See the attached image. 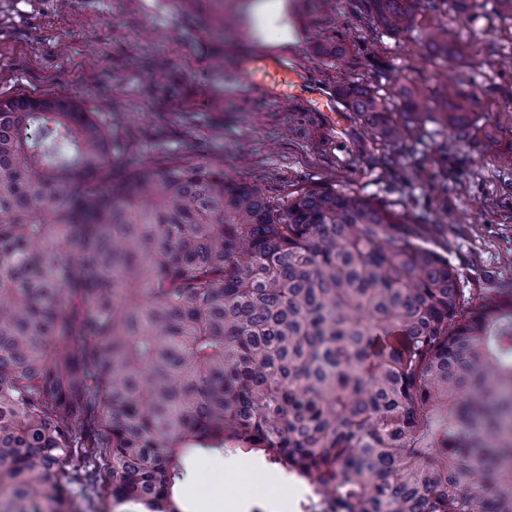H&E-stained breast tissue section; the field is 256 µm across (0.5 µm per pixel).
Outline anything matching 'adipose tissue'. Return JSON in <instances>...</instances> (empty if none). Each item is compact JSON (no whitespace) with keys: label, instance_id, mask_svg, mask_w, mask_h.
I'll return each mask as SVG.
<instances>
[{"label":"adipose tissue","instance_id":"obj_1","mask_svg":"<svg viewBox=\"0 0 512 512\" xmlns=\"http://www.w3.org/2000/svg\"><path fill=\"white\" fill-rule=\"evenodd\" d=\"M242 21L259 45L285 48L297 41L289 20L288 0H250Z\"/></svg>","mask_w":512,"mask_h":512}]
</instances>
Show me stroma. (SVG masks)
Instances as JSON below:
<instances>
[{"instance_id":"obj_1","label":"stroma","mask_w":512,"mask_h":512,"mask_svg":"<svg viewBox=\"0 0 512 512\" xmlns=\"http://www.w3.org/2000/svg\"><path fill=\"white\" fill-rule=\"evenodd\" d=\"M243 0H0V97H68L96 113L119 144L113 173L170 161L210 164L278 199L302 185L353 191L425 225L430 248L454 266L475 297L512 288V20L494 0L455 13L448 0H417L413 31L384 30L366 0H290L296 44L273 50L301 70L341 121L298 94L251 87L237 68L256 52L240 24ZM445 25L462 47L435 59L420 33ZM344 40L338 59L319 44ZM370 89L401 110L403 89L426 100L475 93L477 136L444 148L435 124L385 139L345 110L342 82ZM271 463L226 474L200 468L182 484L189 512L217 503L276 497L258 482Z\"/></svg>"}]
</instances>
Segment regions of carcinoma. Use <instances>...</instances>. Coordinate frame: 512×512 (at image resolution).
Listing matches in <instances>:
<instances>
[{
  "mask_svg": "<svg viewBox=\"0 0 512 512\" xmlns=\"http://www.w3.org/2000/svg\"><path fill=\"white\" fill-rule=\"evenodd\" d=\"M367 4L414 28L415 0ZM424 44L459 52L441 26ZM338 92L392 133L369 89ZM478 105L403 109L467 137ZM114 149L69 99H0V512H71L83 481L183 512L194 456L252 452L336 512H512V289L467 295L421 225L355 192L115 177Z\"/></svg>",
  "mask_w": 512,
  "mask_h": 512,
  "instance_id": "obj_1",
  "label": "carcinoma"
}]
</instances>
